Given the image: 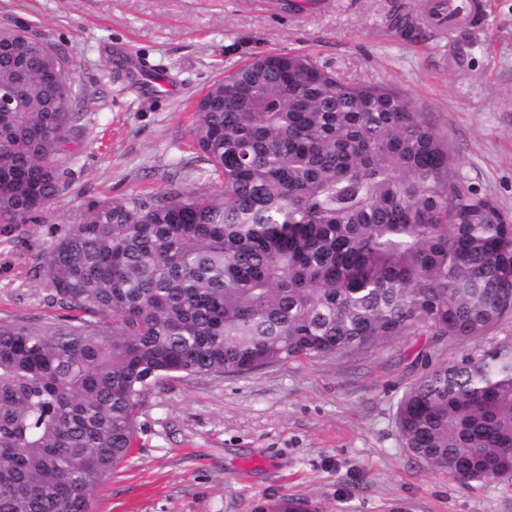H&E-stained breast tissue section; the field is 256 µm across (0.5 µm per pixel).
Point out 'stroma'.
I'll return each mask as SVG.
<instances>
[{
	"instance_id": "35a3bbf8",
	"label": "stroma",
	"mask_w": 512,
	"mask_h": 512,
	"mask_svg": "<svg viewBox=\"0 0 512 512\" xmlns=\"http://www.w3.org/2000/svg\"><path fill=\"white\" fill-rule=\"evenodd\" d=\"M428 0H0V29L25 27L73 64L88 100L69 189L26 224L0 225V318L39 324L33 269L91 199L220 184L191 146L193 104L255 54L302 53L348 82L404 93L448 136L460 174L512 215V0H482L444 29ZM468 345L408 336L151 393L128 463L96 512H512V485L458 483L411 455L397 403L428 366Z\"/></svg>"
}]
</instances>
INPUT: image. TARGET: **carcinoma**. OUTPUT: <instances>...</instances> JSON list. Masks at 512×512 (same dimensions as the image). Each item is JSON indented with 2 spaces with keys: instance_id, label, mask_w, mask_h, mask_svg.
<instances>
[{
  "instance_id": "1",
  "label": "carcinoma",
  "mask_w": 512,
  "mask_h": 512,
  "mask_svg": "<svg viewBox=\"0 0 512 512\" xmlns=\"http://www.w3.org/2000/svg\"><path fill=\"white\" fill-rule=\"evenodd\" d=\"M20 112L0 113V223L69 189L80 113L45 110L25 29ZM213 196L93 201L39 266L63 322L0 320V512H92L128 460L145 399L184 377L363 354L402 336L477 340L512 316V216L464 180L448 138L401 92L299 53L260 54L195 103ZM396 420L454 480L512 481V344L427 370ZM266 512H306L283 497Z\"/></svg>"
}]
</instances>
